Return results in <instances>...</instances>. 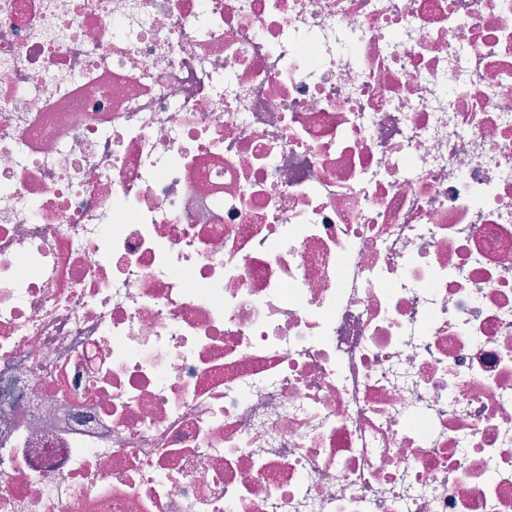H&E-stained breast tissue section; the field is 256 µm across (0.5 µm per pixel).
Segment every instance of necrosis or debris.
Listing matches in <instances>:
<instances>
[{
  "mask_svg": "<svg viewBox=\"0 0 512 512\" xmlns=\"http://www.w3.org/2000/svg\"><path fill=\"white\" fill-rule=\"evenodd\" d=\"M0 512H512V0H0Z\"/></svg>",
  "mask_w": 512,
  "mask_h": 512,
  "instance_id": "1",
  "label": "necrosis or debris"
}]
</instances>
